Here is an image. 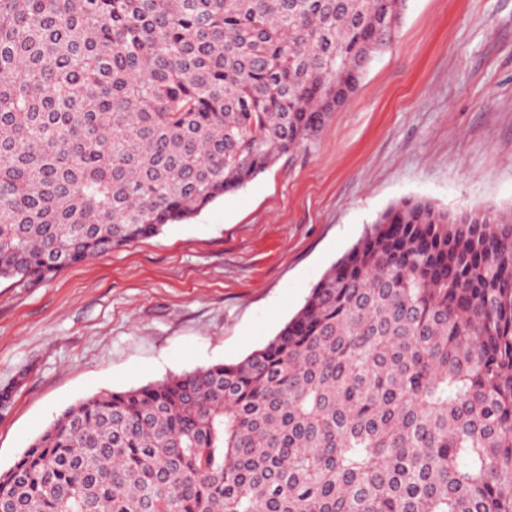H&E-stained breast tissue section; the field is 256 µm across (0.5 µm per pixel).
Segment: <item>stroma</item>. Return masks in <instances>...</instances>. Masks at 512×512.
Masks as SVG:
<instances>
[{"instance_id":"35a3bbf8","label":"stroma","mask_w":512,"mask_h":512,"mask_svg":"<svg viewBox=\"0 0 512 512\" xmlns=\"http://www.w3.org/2000/svg\"><path fill=\"white\" fill-rule=\"evenodd\" d=\"M403 198L512 206V0H407L316 139L192 220L35 287L0 280V471L66 408L233 363Z\"/></svg>"}]
</instances>
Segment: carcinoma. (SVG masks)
<instances>
[{"label":"carcinoma","instance_id":"1","mask_svg":"<svg viewBox=\"0 0 512 512\" xmlns=\"http://www.w3.org/2000/svg\"><path fill=\"white\" fill-rule=\"evenodd\" d=\"M406 3L0 0V279L244 188ZM0 512H512V207L389 205L242 360L64 410Z\"/></svg>","mask_w":512,"mask_h":512}]
</instances>
